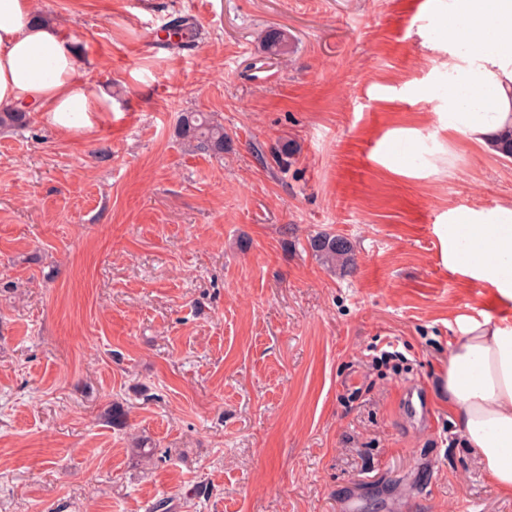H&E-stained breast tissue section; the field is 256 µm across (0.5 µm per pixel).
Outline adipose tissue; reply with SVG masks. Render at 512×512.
<instances>
[{"instance_id": "1", "label": "adipose tissue", "mask_w": 512, "mask_h": 512, "mask_svg": "<svg viewBox=\"0 0 512 512\" xmlns=\"http://www.w3.org/2000/svg\"><path fill=\"white\" fill-rule=\"evenodd\" d=\"M443 18L448 61L438 121L450 140L429 144L414 131L396 132L381 162L397 174L453 170L454 137L494 154L512 135V0H448ZM84 66L55 24L36 20L33 0H0V109L36 112L69 131L92 127L111 113L112 97L81 82ZM448 225L441 242L449 268L512 300V203L449 210ZM440 387L482 469L512 493V326L465 324Z\"/></svg>"}]
</instances>
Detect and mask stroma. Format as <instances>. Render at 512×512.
<instances>
[{"label":"stroma","instance_id":"35a3bbf8","mask_svg":"<svg viewBox=\"0 0 512 512\" xmlns=\"http://www.w3.org/2000/svg\"><path fill=\"white\" fill-rule=\"evenodd\" d=\"M436 7L34 0L115 110L0 130V512H512L439 387L460 322L512 325L439 238L448 209L512 202V160L462 139L449 174L378 158L393 130L439 132ZM183 112L223 123V158L186 150ZM389 342L397 372L372 365ZM261 50L273 57H284L290 53L291 42L284 31L271 29L261 38ZM311 250L324 262L340 267H352L354 258L351 244L342 237L321 234L309 240Z\"/></svg>","mask_w":512,"mask_h":512}]
</instances>
